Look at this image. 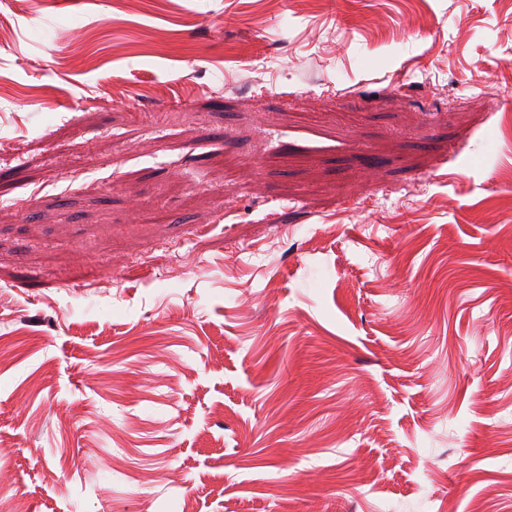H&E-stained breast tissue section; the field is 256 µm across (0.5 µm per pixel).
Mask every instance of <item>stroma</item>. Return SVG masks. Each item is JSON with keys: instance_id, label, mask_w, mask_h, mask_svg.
<instances>
[{"instance_id": "1", "label": "stroma", "mask_w": 512, "mask_h": 512, "mask_svg": "<svg viewBox=\"0 0 512 512\" xmlns=\"http://www.w3.org/2000/svg\"><path fill=\"white\" fill-rule=\"evenodd\" d=\"M512 0H0V512H512Z\"/></svg>"}]
</instances>
